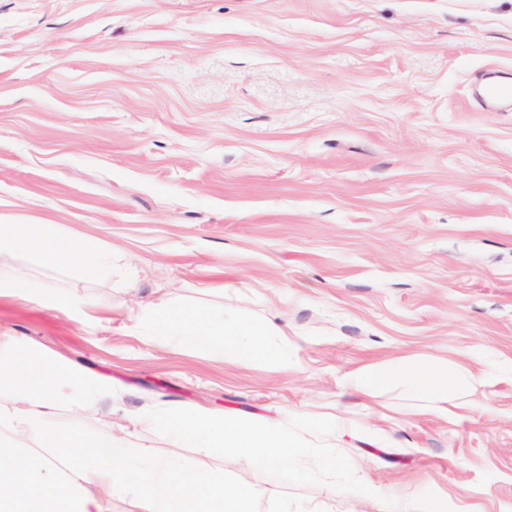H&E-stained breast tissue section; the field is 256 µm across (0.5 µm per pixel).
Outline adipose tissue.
<instances>
[{
    "label": "adipose tissue",
    "mask_w": 512,
    "mask_h": 512,
    "mask_svg": "<svg viewBox=\"0 0 512 512\" xmlns=\"http://www.w3.org/2000/svg\"><path fill=\"white\" fill-rule=\"evenodd\" d=\"M17 258L45 259L54 266L99 276L112 268V251L98 242L67 234L58 224H29L0 218V293H22L14 274ZM146 335L167 330L178 343L228 363L247 365L277 358L257 346L273 335L263 322L238 318L234 307L188 310L159 298L145 308ZM351 381L363 393L401 386L409 395L447 405L458 388H475L472 373L450 374L447 365L406 357L356 371ZM111 381L76 374L59 358L11 336H0V512H107L118 494L133 493L142 512H254L258 491L244 482L187 468L175 455L147 453L126 433L96 434L75 426L103 399ZM48 427L41 450L24 445L29 431Z\"/></svg>",
    "instance_id": "ef3b65f1"
}]
</instances>
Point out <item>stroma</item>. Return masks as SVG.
<instances>
[{
	"label": "stroma",
	"instance_id": "35a3bbf8",
	"mask_svg": "<svg viewBox=\"0 0 512 512\" xmlns=\"http://www.w3.org/2000/svg\"><path fill=\"white\" fill-rule=\"evenodd\" d=\"M512 0H0V213L111 248L110 275L19 264L0 334L111 380L81 418L259 491L254 512H387L238 458L173 449L139 411L340 423L357 478L512 512ZM231 302L287 363L147 337L140 304ZM77 294L91 307L48 309ZM476 373L437 410L359 368Z\"/></svg>",
	"mask_w": 512,
	"mask_h": 512
}]
</instances>
